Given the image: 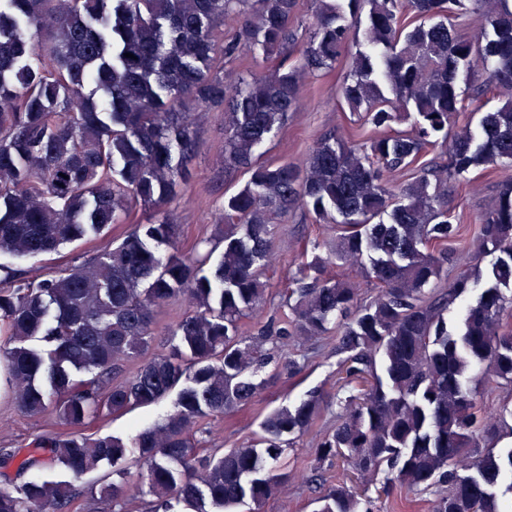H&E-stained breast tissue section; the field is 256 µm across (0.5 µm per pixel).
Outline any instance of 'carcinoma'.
<instances>
[{
    "instance_id": "obj_1",
    "label": "carcinoma",
    "mask_w": 512,
    "mask_h": 512,
    "mask_svg": "<svg viewBox=\"0 0 512 512\" xmlns=\"http://www.w3.org/2000/svg\"><path fill=\"white\" fill-rule=\"evenodd\" d=\"M316 4L301 41L299 0H0V254H50L127 223L138 207L154 213L61 272L0 266L3 378L21 410L52 408L69 427L36 437L20 461L0 448V467L60 464L77 481L133 446L157 496L152 512H170L173 500L192 512L259 504L291 478L267 461L311 429L325 394L274 410L256 444L222 454H201L191 427L251 403V370L336 320L347 375L370 384L320 436L321 457L342 455L364 475L385 466L410 489L436 484L432 512H503L493 486L512 472V448L485 444L512 436V406L487 403L477 385L512 382V0ZM474 12L481 26L464 39L452 19ZM360 36L366 49L347 61L341 104L377 134L326 136L300 165L260 161L258 149L302 110L306 79L335 69ZM245 53L264 71L226 76L224 63ZM478 74L501 104L479 113V133L455 132L466 110L460 80ZM189 103L224 123V173L248 180L224 198L218 236L185 252L166 206L189 184ZM402 121L409 130L394 129ZM430 146L445 163L395 183ZM480 165L505 175L477 231L495 261L484 281L464 270L428 297L461 231L445 187ZM297 211L320 224L339 217L336 258L350 273L309 282L300 266L284 290L293 318L262 325L245 344L239 323L266 304L265 271L279 260L273 225ZM364 283L375 290L368 302ZM174 298L185 309L167 330L170 350L109 382L146 350L155 309ZM457 300L465 307L450 330ZM172 392L173 411L130 443L84 433L94 418ZM348 479L326 490L318 512H373ZM138 493L108 485L99 501L124 512ZM73 494L67 481L0 486V512H62Z\"/></svg>"
}]
</instances>
